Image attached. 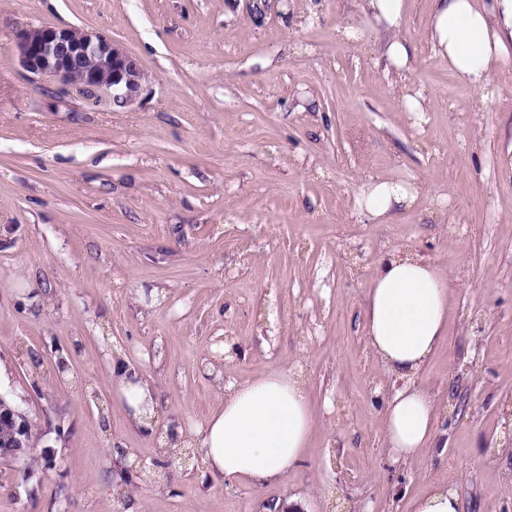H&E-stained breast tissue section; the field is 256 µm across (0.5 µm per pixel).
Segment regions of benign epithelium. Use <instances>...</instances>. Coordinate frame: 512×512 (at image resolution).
<instances>
[{
    "label": "benign epithelium",
    "instance_id": "benign-epithelium-1",
    "mask_svg": "<svg viewBox=\"0 0 512 512\" xmlns=\"http://www.w3.org/2000/svg\"><path fill=\"white\" fill-rule=\"evenodd\" d=\"M21 68L32 80L66 95L75 88L86 98H105L125 107L143 90L146 79L139 63L111 39L81 28L31 25L16 37ZM28 419L7 399L0 398V429L6 432L0 456L17 459L34 450Z\"/></svg>",
    "mask_w": 512,
    "mask_h": 512
}]
</instances>
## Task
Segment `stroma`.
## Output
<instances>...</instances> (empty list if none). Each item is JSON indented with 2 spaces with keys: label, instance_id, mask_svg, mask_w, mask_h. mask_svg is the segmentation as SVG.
I'll return each mask as SVG.
<instances>
[{
  "label": "stroma",
  "instance_id": "35a3bbf8",
  "mask_svg": "<svg viewBox=\"0 0 512 512\" xmlns=\"http://www.w3.org/2000/svg\"><path fill=\"white\" fill-rule=\"evenodd\" d=\"M360 0H0V396L30 421L33 459H0V512H412L432 483L461 512H512V67L493 96L460 85L410 0L400 33L430 99L414 124L376 63L384 30L336 25ZM99 32L148 76L118 107L62 96L20 68L31 24ZM422 186L416 212L373 224L371 178ZM448 193L446 223H430ZM449 276L447 333L416 382L448 446L404 463L382 444L394 388L362 309L392 248ZM160 395L185 464L128 424L107 355ZM296 372L314 430L304 460L257 489L204 473L226 385Z\"/></svg>",
  "mask_w": 512,
  "mask_h": 512
}]
</instances>
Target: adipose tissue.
Segmentation results:
<instances>
[{
  "label": "adipose tissue",
  "instance_id": "1",
  "mask_svg": "<svg viewBox=\"0 0 512 512\" xmlns=\"http://www.w3.org/2000/svg\"><path fill=\"white\" fill-rule=\"evenodd\" d=\"M360 9L388 35L381 58L394 76L403 107L417 125L427 124L429 100L407 92L413 45L399 33L406 0H361ZM425 37L434 59L447 64L462 85L488 96L495 73L512 65V0H433ZM419 195L411 183L379 178L364 183L354 206L368 219L387 224L411 211ZM371 281L363 307L365 340L398 383L382 401L383 443L393 460H407L437 444L433 400L415 379L448 322V279L430 261L395 248L374 267ZM110 361L113 400L132 424L154 434L158 403L153 388L122 352H113ZM313 429L308 394L290 373H262L229 385L223 408L202 431L205 470L220 482L253 487L273 483L297 467Z\"/></svg>",
  "mask_w": 512,
  "mask_h": 512
}]
</instances>
